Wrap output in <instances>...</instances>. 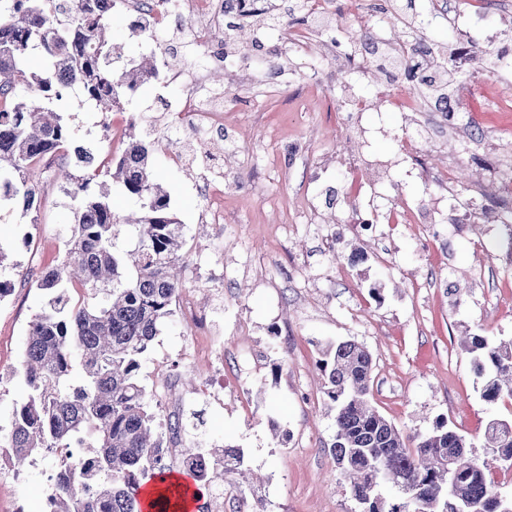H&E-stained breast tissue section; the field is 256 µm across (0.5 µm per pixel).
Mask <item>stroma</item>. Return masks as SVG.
<instances>
[{
  "mask_svg": "<svg viewBox=\"0 0 512 512\" xmlns=\"http://www.w3.org/2000/svg\"><path fill=\"white\" fill-rule=\"evenodd\" d=\"M112 41L123 60L155 56L159 76L122 98L109 114L77 104L66 112L79 139L94 152L119 154L130 127L166 140L162 104L177 105L186 87L174 80L169 60L195 69L205 50L192 41L190 25L172 17L157 42L134 30L123 8L113 11ZM248 61L225 65L223 164L198 145L184 147L174 163L155 151L153 163L170 196V209L186 226L181 252L183 286L174 317L154 340L142 373L155 389L167 372L187 406L203 411L205 441L243 448L262 481L258 496L225 498L224 512H358L339 487L328 444L333 415L325 405L320 350L354 340L374 357L372 400L408 437L430 433L437 422L464 435L483 454V435L494 417L512 415V402L488 403L460 344L466 334L492 341L512 339V250L496 209L477 215L468 235L449 224L448 202L423 177L418 162L400 153L402 129H416L418 112H365L347 137H339L335 88L315 85L327 57L299 58L268 30L261 47L247 45ZM277 55L281 76L264 64ZM464 111L476 112L463 142L437 140L433 153L454 149L459 191L484 184L494 167L512 176V67L487 71L483 62L460 72ZM365 151L387 162L393 201L434 210L442 236L423 245L410 224H375L348 231L354 208L367 196L344 189L343 150ZM243 185H234L235 173ZM223 180L222 232L202 221L208 198L203 179ZM35 216L0 209V277L11 291L0 300V428L12 421L27 330L46 302L36 287L41 272L63 257V238L74 201L52 169L41 178ZM224 377V398L199 393L214 371ZM46 460L23 472L0 468V512H42Z\"/></svg>",
  "mask_w": 512,
  "mask_h": 512,
  "instance_id": "obj_1",
  "label": "stroma"
}]
</instances>
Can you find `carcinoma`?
I'll return each mask as SVG.
<instances>
[{"mask_svg":"<svg viewBox=\"0 0 512 512\" xmlns=\"http://www.w3.org/2000/svg\"><path fill=\"white\" fill-rule=\"evenodd\" d=\"M0 20V202L21 198L25 213L40 207V162H59L66 194L78 200L63 241L61 262L45 268L36 288L49 295L29 324L20 361V404L0 448L25 469L38 455L54 458L46 488L52 512H140L141 490L151 484L156 512H178L183 494L168 482L172 471L195 485L196 512H212L224 491V473L238 475L240 493L254 474L240 448H192L176 462L143 384L144 355L173 316L180 289L179 251L186 225L170 209L153 164L155 142L130 125L121 154L83 175L60 163L74 130L47 104L83 101L108 113L120 94L157 77V66L131 60L114 70L115 0H9ZM414 41H424L432 18L407 5ZM122 186L136 208L112 211L108 181ZM99 190L92 189V186ZM81 298L72 301L68 289ZM471 370L489 403L512 400V340L491 344L466 337ZM82 381L70 387L74 369ZM323 393L335 412L330 451L353 499H369L368 512H512V497H498L487 481L488 462L447 422L412 439L370 402L373 356L354 340L329 345L320 360ZM201 413L173 414L174 434L199 435ZM483 447L512 463V418L487 424ZM456 459L452 471L442 460ZM418 486L411 501L398 491Z\"/></svg>","mask_w":512,"mask_h":512,"instance_id":"carcinoma-1","label":"carcinoma"}]
</instances>
